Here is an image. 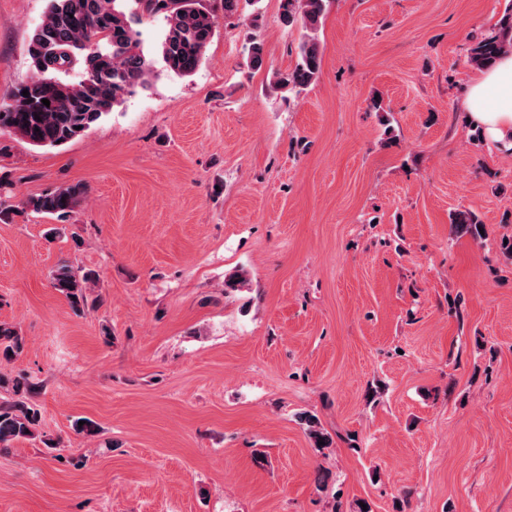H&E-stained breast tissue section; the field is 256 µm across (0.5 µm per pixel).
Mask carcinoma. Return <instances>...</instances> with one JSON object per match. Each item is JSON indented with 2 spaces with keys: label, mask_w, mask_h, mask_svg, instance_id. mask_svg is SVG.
<instances>
[{
  "label": "carcinoma",
  "mask_w": 512,
  "mask_h": 512,
  "mask_svg": "<svg viewBox=\"0 0 512 512\" xmlns=\"http://www.w3.org/2000/svg\"><path fill=\"white\" fill-rule=\"evenodd\" d=\"M324 7L325 0H283L284 23L303 30L295 65L275 81L290 98L311 86L320 72L316 31ZM144 17L164 23L159 52L166 70L178 76L193 74L214 36L212 17L200 0H48L44 19L28 45L33 74L0 104V131L8 130L37 147L63 146L83 136L136 88L147 87L154 62L133 28ZM506 52H512L511 6L505 8L497 33L471 48L470 63L489 68ZM264 59V43L255 38L248 47L247 64L256 69ZM25 90L27 97L22 95ZM44 99L50 105H44ZM84 194L80 184L59 187L29 198L25 207L64 218ZM451 224L457 235L483 237L484 224L470 211L452 214ZM96 279L92 270L61 263L52 272L51 285L73 308L94 309L104 303L102 296L90 295ZM23 348L17 330L0 324V358L12 360ZM0 391L9 395L0 401V446L33 438L40 419L35 403L38 386L23 375H0Z\"/></svg>",
  "instance_id": "carcinoma-1"
}]
</instances>
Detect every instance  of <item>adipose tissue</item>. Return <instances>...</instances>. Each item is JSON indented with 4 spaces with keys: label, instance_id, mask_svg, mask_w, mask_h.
<instances>
[{
    "label": "adipose tissue",
    "instance_id": "adipose-tissue-1",
    "mask_svg": "<svg viewBox=\"0 0 512 512\" xmlns=\"http://www.w3.org/2000/svg\"><path fill=\"white\" fill-rule=\"evenodd\" d=\"M464 105L469 120L482 126L492 144L512 150V54L479 72Z\"/></svg>",
    "mask_w": 512,
    "mask_h": 512
}]
</instances>
